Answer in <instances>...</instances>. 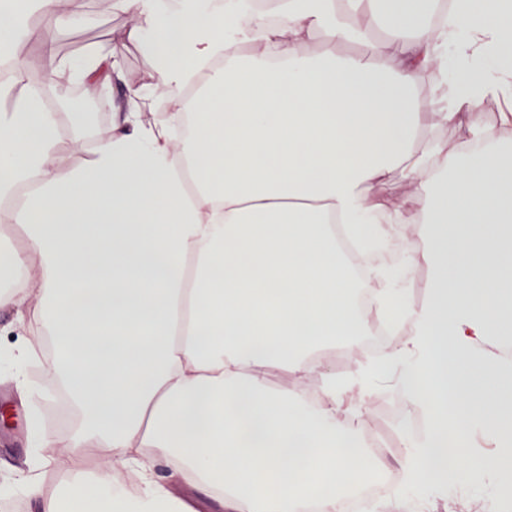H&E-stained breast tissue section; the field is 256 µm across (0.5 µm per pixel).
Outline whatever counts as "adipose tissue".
<instances>
[{"label":"adipose tissue","mask_w":512,"mask_h":512,"mask_svg":"<svg viewBox=\"0 0 512 512\" xmlns=\"http://www.w3.org/2000/svg\"><path fill=\"white\" fill-rule=\"evenodd\" d=\"M68 2L0 0V53L17 54L32 13L76 23ZM110 7L153 58L150 80L126 81L121 55L97 45L75 59L48 45L47 88L0 84V224L24 231L0 243V309L19 319L6 357L26 388L37 343L24 323L40 325L60 350L49 378L83 412L70 438L35 434L43 465L75 455L68 494L37 480L21 493L39 512H195L181 484L221 512H340L372 474L361 408L388 381L427 417L397 455L406 486L448 500L512 485L499 440L512 364L484 354L512 337V0H452L435 24V0ZM380 25L369 54L338 52ZM316 37L322 51L302 53ZM62 85L113 108L111 133L47 106ZM487 101L507 106L496 123L474 117ZM66 120L90 155L80 168L60 154ZM448 125L466 130L452 148L430 135ZM396 176L413 197L380 195ZM339 228L361 241L355 255ZM382 239L431 268L422 306L375 264ZM373 316L394 341L337 378L323 347ZM277 371L322 383L274 390ZM477 431L492 452L468 453ZM89 446L103 457L92 471L78 460ZM126 477L138 494L118 491Z\"/></svg>","instance_id":"1"}]
</instances>
